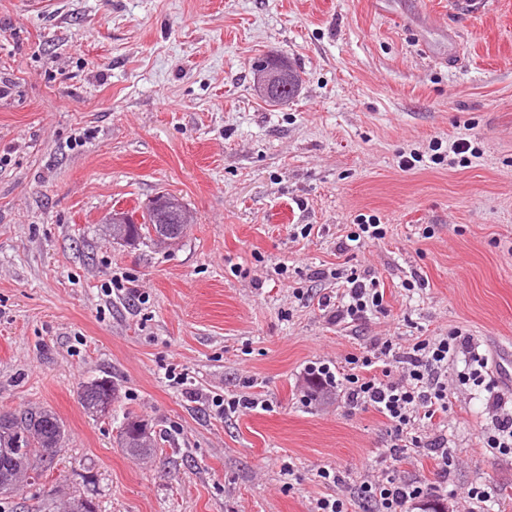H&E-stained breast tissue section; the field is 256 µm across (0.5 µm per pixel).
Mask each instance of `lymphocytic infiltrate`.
Masks as SVG:
<instances>
[{"mask_svg": "<svg viewBox=\"0 0 512 512\" xmlns=\"http://www.w3.org/2000/svg\"><path fill=\"white\" fill-rule=\"evenodd\" d=\"M383 299L371 272L350 273L339 301L330 310V318L339 324L366 319L383 311ZM461 353L472 365L469 380L482 385L488 359L458 330L443 337L418 340L403 351L392 340L378 341L372 350L351 357L341 373L332 372L325 364L314 366L309 368L306 381L315 393L333 392L351 409H371L380 414L391 427L390 455L398 457L409 448H421L436 454L449 468L455 459L447 440L436 434L416 435L412 429L416 423L430 422L447 413L449 389L442 371ZM396 367L401 370L397 377L392 374ZM486 410L492 423L486 446L497 454L512 455V409L493 392L486 400ZM423 494L418 482L405 480L384 466L364 476L351 497L365 502L368 512H408Z\"/></svg>", "mask_w": 512, "mask_h": 512, "instance_id": "lymphocytic-infiltrate-1", "label": "lymphocytic infiltrate"}]
</instances>
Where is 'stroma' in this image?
I'll use <instances>...</instances> for the list:
<instances>
[{"mask_svg":"<svg viewBox=\"0 0 512 512\" xmlns=\"http://www.w3.org/2000/svg\"><path fill=\"white\" fill-rule=\"evenodd\" d=\"M270 52L302 76L285 105L253 90ZM0 79V413L45 407L66 429L0 512H63L76 492L96 512H311L380 465L390 428L309 399L310 367L384 336L459 329L492 360L512 339V0L475 17L448 0H0ZM459 138L478 157L453 154ZM161 192L193 215L179 240L105 233ZM362 216L386 237L343 249ZM353 269L386 311L338 324L332 273ZM466 369L449 362L434 424L450 475L413 448L393 467L491 481L494 512H512V455L485 448L487 393L459 384ZM92 379L115 386L108 415L81 405ZM216 396L267 407L224 415ZM127 417L156 454L120 448Z\"/></svg>","mask_w":512,"mask_h":512,"instance_id":"obj_1","label":"stroma"}]
</instances>
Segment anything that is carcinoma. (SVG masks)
Masks as SVG:
<instances>
[{
  "label": "carcinoma",
  "mask_w": 512,
  "mask_h": 512,
  "mask_svg": "<svg viewBox=\"0 0 512 512\" xmlns=\"http://www.w3.org/2000/svg\"><path fill=\"white\" fill-rule=\"evenodd\" d=\"M122 231L134 244L181 237V228L161 223L160 213L152 206L142 214L141 223L130 219ZM114 397L115 389L110 382L94 380L82 389L81 404L88 413L101 415V405L114 401ZM63 439L62 423L47 409L34 408L20 416L0 414V497L17 492L22 477L37 476L50 466L61 451ZM120 444L131 457L149 456L154 451L155 435L143 421L128 418L121 425Z\"/></svg>",
  "instance_id": "obj_1"
}]
</instances>
